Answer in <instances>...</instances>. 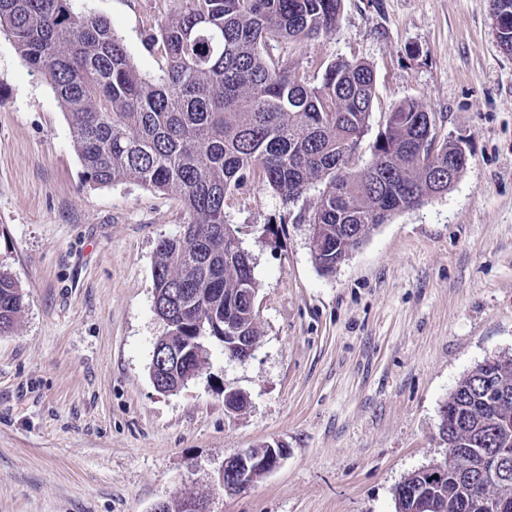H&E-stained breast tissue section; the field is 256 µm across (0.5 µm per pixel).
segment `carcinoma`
Returning a JSON list of instances; mask_svg holds the SVG:
<instances>
[{
	"label": "carcinoma",
	"instance_id": "cac0c4a2",
	"mask_svg": "<svg viewBox=\"0 0 512 512\" xmlns=\"http://www.w3.org/2000/svg\"><path fill=\"white\" fill-rule=\"evenodd\" d=\"M341 0H176L156 21L167 65L142 72L107 20L79 15L71 0H0V34L43 74L65 109L84 173L98 185L132 180L179 195L183 232L158 243L154 301L171 290L189 295L159 344L199 371V322L225 342L257 343L249 293L252 260L233 247L224 201L262 180L286 201L319 188L308 224L318 270L330 275L392 215L446 191L447 140L424 149L426 109L405 100L382 125L372 161L341 175L369 131L375 76L362 61L330 63L318 85L270 54L274 44L306 40L336 26ZM23 295L0 270V333L11 331ZM233 333L224 335V321ZM451 424L448 447L479 457L482 449L512 462V358L485 359L463 377L441 410ZM512 512V477L474 488L458 469L409 475L395 492L396 512Z\"/></svg>",
	"mask_w": 512,
	"mask_h": 512
}]
</instances>
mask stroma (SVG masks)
<instances>
[{
    "label": "stroma",
    "mask_w": 512,
    "mask_h": 512,
    "mask_svg": "<svg viewBox=\"0 0 512 512\" xmlns=\"http://www.w3.org/2000/svg\"><path fill=\"white\" fill-rule=\"evenodd\" d=\"M106 19L140 69L164 68L152 25L169 0H71ZM275 53L307 83L368 63L376 96L358 151L407 99L463 138L448 191L394 214L330 275L309 246L311 190L294 202L250 177L224 216L254 258L252 359L215 348L200 375L158 392L166 332L153 311L158 242L179 197L88 181L46 78L0 36V268L23 293L0 334V512H152L172 495L209 512H395V488L443 460L441 410L457 382L512 356V53L491 0H342L336 26ZM246 397L235 411L225 388ZM287 450L246 488L218 482L233 453Z\"/></svg>",
    "instance_id": "obj_1"
}]
</instances>
